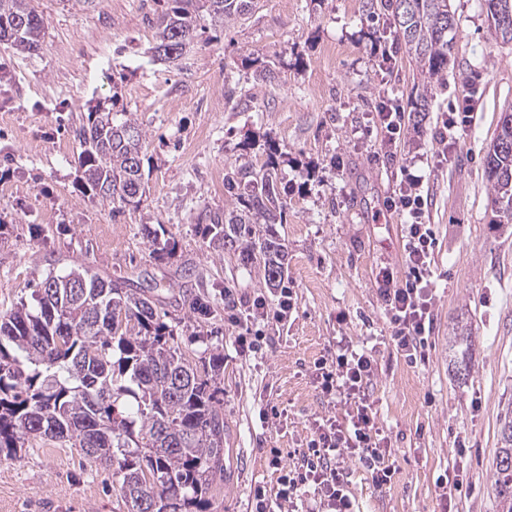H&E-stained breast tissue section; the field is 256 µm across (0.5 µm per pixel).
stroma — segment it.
<instances>
[{
	"label": "stroma",
	"mask_w": 512,
	"mask_h": 512,
	"mask_svg": "<svg viewBox=\"0 0 512 512\" xmlns=\"http://www.w3.org/2000/svg\"><path fill=\"white\" fill-rule=\"evenodd\" d=\"M34 5L41 49L0 43V312L34 305L32 284L53 260L154 284L181 352L196 364L224 355V445L238 464L211 488L208 512H253L255 487L278 491L272 456L297 466L316 420L344 417L312 379L340 336L375 354L369 400L391 442L389 484L348 465L358 512H496L498 419L512 402V223L493 221L485 159L512 107V43L495 38L480 0H454L445 84L422 122L406 120L390 155L371 114L382 97L410 112L423 76L393 30L376 36L362 0H254L229 24L201 17L195 39L162 61L158 0ZM259 66L270 82L255 83ZM457 105L474 121L444 158L436 121ZM95 112L130 118L143 133L146 194L118 214L86 188L78 161ZM272 158L288 186L273 229L287 246L295 308L244 352L230 315L259 296L276 303L277 292L202 229L235 206L225 174ZM402 165L425 178L437 237L434 332L414 364L389 340L376 284L380 263L402 265L405 220L385 209ZM460 326L471 338L465 375L448 353ZM452 468L464 486L450 503L436 481ZM0 512L124 507L106 464L45 443L0 461Z\"/></svg>",
	"instance_id": "35a3bbf8"
}]
</instances>
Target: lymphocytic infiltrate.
Instances as JSON below:
<instances>
[{"instance_id": "obj_1", "label": "lymphocytic infiltrate", "mask_w": 512, "mask_h": 512, "mask_svg": "<svg viewBox=\"0 0 512 512\" xmlns=\"http://www.w3.org/2000/svg\"><path fill=\"white\" fill-rule=\"evenodd\" d=\"M423 183V176L401 167L386 208L407 219L404 271L395 274L393 267L383 262L376 274L379 295L389 316L390 340L412 360L423 353L434 325L427 288L435 237L431 225L425 222ZM294 305L287 287L280 288L275 305L260 298L254 300L238 325L239 347L256 350L263 338L262 323L287 319ZM375 364L370 351L355 350L343 337L337 338L335 349L316 363V381L322 393L347 405L348 411L344 418L328 417L318 423L310 448L293 472L282 475L275 497H268L263 487L254 489L255 512H282L284 504L294 503L301 494L310 497L304 512H355L346 468L352 459L369 472L375 486L390 482L392 472L385 462L388 450L383 446L367 394Z\"/></svg>"}]
</instances>
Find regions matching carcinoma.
<instances>
[{"mask_svg": "<svg viewBox=\"0 0 512 512\" xmlns=\"http://www.w3.org/2000/svg\"><path fill=\"white\" fill-rule=\"evenodd\" d=\"M155 52L169 58L173 39L194 36L201 13L229 23L247 14L252 0H162ZM512 0H482L496 20ZM368 16L386 17L403 47L431 83L448 73L456 31L452 0H366ZM43 16L32 0H0V40L32 53L39 49ZM505 137L486 157L492 202L500 216L512 213V111L500 114ZM142 131L126 118L98 116L80 142L86 184L113 210L141 203L145 195ZM224 191L239 207L210 218L208 233L239 253L244 267L263 272L267 285L286 278L285 251L273 224L283 207L275 163L256 172L239 167L224 174ZM36 306L0 314V458L13 459L26 443L56 441L89 461H105L118 478L126 512L144 500L143 512H206L208 493L224 478V414L217 386L224 356L198 369L175 346L160 321L150 288L105 280L81 266L50 269L36 283ZM470 340L452 336L454 363L469 370ZM500 448L492 494L497 512H512V403L500 414Z\"/></svg>", "mask_w": 512, "mask_h": 512, "instance_id": "carcinoma-1", "label": "carcinoma"}]
</instances>
